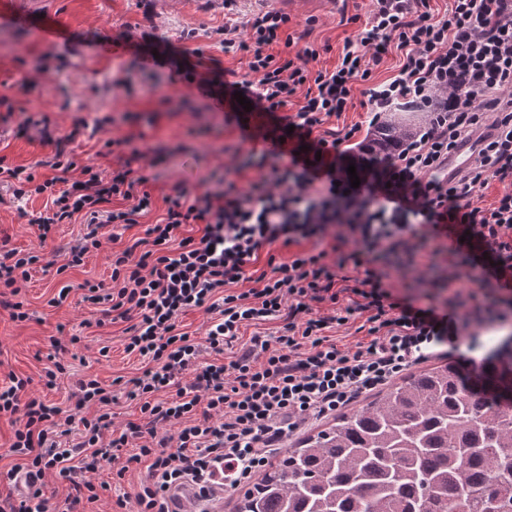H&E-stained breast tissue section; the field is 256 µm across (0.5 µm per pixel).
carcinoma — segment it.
Listing matches in <instances>:
<instances>
[{"label": "carcinoma", "instance_id": "carcinoma-1", "mask_svg": "<svg viewBox=\"0 0 512 512\" xmlns=\"http://www.w3.org/2000/svg\"><path fill=\"white\" fill-rule=\"evenodd\" d=\"M367 150L383 162L413 131L396 113ZM503 371L446 362L413 372L298 441L264 469L239 512H512V400Z\"/></svg>", "mask_w": 512, "mask_h": 512}]
</instances>
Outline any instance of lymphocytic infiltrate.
Instances as JSON below:
<instances>
[{
    "mask_svg": "<svg viewBox=\"0 0 512 512\" xmlns=\"http://www.w3.org/2000/svg\"><path fill=\"white\" fill-rule=\"evenodd\" d=\"M370 2L331 70L312 69L319 48L295 41L288 15L273 11L224 29L225 51L249 57L248 80L220 83L199 50L140 57L141 68L175 69L208 97L243 93L286 132V143L263 151L268 170L247 186L228 179L218 192L165 196L162 217L112 254L109 284L82 283L83 302L124 322L125 351L145 364L129 392L141 402V423L113 428L112 392L93 375L77 380L71 410L46 404L31 378L12 374L0 384V417L13 427L8 453L17 459L0 470L8 488L0 512H97L92 477L122 458L146 463L148 477L135 495H119L118 506L170 512L175 488L191 484L205 497L219 481L239 487L268 465L284 436L417 364L454 357L467 368L492 361L512 370V0H450L441 13L432 0ZM395 51L397 72L369 88L368 112L425 103L440 90L448 101L379 167L349 148L360 125L336 130L328 122L351 106L354 82L370 81ZM289 106L294 114H286ZM32 129L54 148L36 165L50 177L36 179L34 167L0 158V184L17 197L48 196L33 219L39 240L82 218L85 231L67 260L81 265L101 247V228L133 226L151 211L148 179L130 166L143 153L124 138L131 160L105 178L78 165L66 150L71 135L56 134L48 116L23 115L17 133ZM473 137L482 144L477 156L460 175L442 176L449 153ZM304 145L320 152L318 166L298 156ZM351 165L366 173L356 188L343 178ZM495 182L505 190L484 205L482 192ZM117 198L127 208L114 207ZM191 225L197 235L185 234ZM279 245L292 248L288 259L276 253ZM480 250L486 259L477 258ZM261 257L266 267L254 271ZM39 260L0 244V309L14 321L28 318L17 295ZM424 263L447 299L395 293L389 270L404 276ZM463 264L471 269L465 290ZM244 281L250 289L234 291ZM325 302L333 315H312V304ZM195 309L211 316L200 339L180 327ZM276 316L284 320L278 335L240 345L242 328ZM359 318L368 341L338 348L331 331ZM489 333L497 339L488 346ZM207 352L226 360L205 361ZM49 473L71 485L63 502L43 492Z\"/></svg>",
    "mask_w": 512,
    "mask_h": 512,
    "instance_id": "lymphocytic-infiltrate-1",
    "label": "lymphocytic infiltrate"
}]
</instances>
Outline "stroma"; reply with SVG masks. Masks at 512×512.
I'll use <instances>...</instances> for the list:
<instances>
[{"mask_svg":"<svg viewBox=\"0 0 512 512\" xmlns=\"http://www.w3.org/2000/svg\"><path fill=\"white\" fill-rule=\"evenodd\" d=\"M43 5L63 31L62 40L47 41L34 25L0 21V99L15 109L48 115L60 134H73L68 150L79 164L105 175L117 167L124 151L101 155L103 141L135 135L148 154L131 167L148 177L155 206L137 225L105 227L101 249L87 254L82 266L60 275L56 268L65 262L62 249L75 244L83 224L57 225L51 238L40 242L31 219L43 211L45 197L15 200L10 190L0 191L6 199L0 205V240L21 253L40 254L48 264L47 270L33 271L20 291L29 320L12 321L0 310V381L12 373L39 379L49 364L48 337L79 336V343L63 355L71 374L40 394L61 407L72 406L70 394L78 376L94 372L111 385L116 398L112 420L122 427L141 418L127 385L128 379L140 375L141 363L124 350L122 324L82 328L91 312L77 291L61 306H51L50 301L63 285L108 281L109 255L142 237L162 216L165 195L177 188L196 192L216 187L226 168L254 155L253 144L243 140L237 128L225 125L223 112L213 108L210 99L169 69L153 74L135 66L125 46L136 43L146 51L173 54L200 48L221 80L239 81L247 76V58L225 52L224 27L274 10L275 5L273 0H43ZM368 6L369 0H330L326 10L314 15L317 22L311 27L306 24L312 16L308 11H294L289 32L318 46L330 45L318 65L331 69L345 38L359 30L353 15H365ZM97 118L102 121L98 132L75 127L76 120ZM53 151L35 135L0 134V157L12 166L33 165ZM103 347L108 350L104 357L99 354ZM119 376L124 379L120 385L115 382Z\"/></svg>","mask_w":512,"mask_h":512,"instance_id":"35a3bbf8","label":"stroma"}]
</instances>
